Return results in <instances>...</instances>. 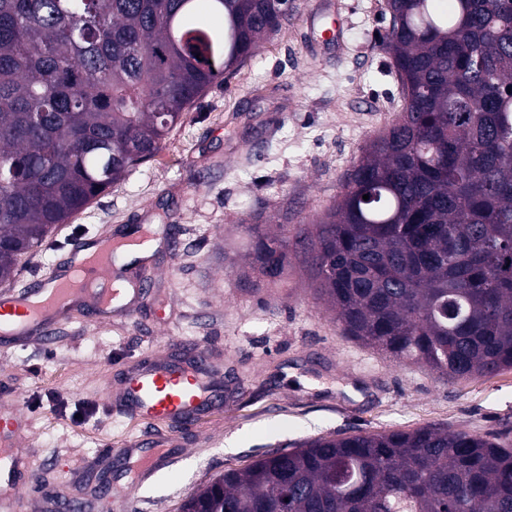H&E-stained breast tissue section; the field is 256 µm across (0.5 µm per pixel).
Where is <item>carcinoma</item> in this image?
Segmentation results:
<instances>
[{"mask_svg": "<svg viewBox=\"0 0 512 512\" xmlns=\"http://www.w3.org/2000/svg\"><path fill=\"white\" fill-rule=\"evenodd\" d=\"M287 17L279 0H0V283ZM390 20L403 110L296 237L346 335L448 383L493 377L512 369V0H392ZM247 230L251 266L281 276L288 230ZM180 509L512 512V445L436 425L318 437Z\"/></svg>", "mask_w": 512, "mask_h": 512, "instance_id": "obj_1", "label": "carcinoma"}]
</instances>
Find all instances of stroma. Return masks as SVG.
<instances>
[{"label":"stroma","mask_w":512,"mask_h":512,"mask_svg":"<svg viewBox=\"0 0 512 512\" xmlns=\"http://www.w3.org/2000/svg\"><path fill=\"white\" fill-rule=\"evenodd\" d=\"M295 9L256 54L183 114L160 153L54 229L27 254L8 289L60 266L71 237H138L158 246L116 258L132 287L152 269L148 297L131 314L99 317L77 305L51 341L0 352V394L28 421L18 440L36 472L30 512H180L181 503L229 469L310 438L439 424L512 437V370L447 383L347 337L317 299L296 243L269 280L245 274L246 222L295 227L342 193L366 142L403 99L379 36L386 0H293ZM343 3V41L322 37ZM204 350L222 387L213 413L179 432L110 413L108 383L146 358ZM82 419H73L76 407ZM163 444L167 464L136 478V459L108 460L132 442Z\"/></svg>","instance_id":"1"}]
</instances>
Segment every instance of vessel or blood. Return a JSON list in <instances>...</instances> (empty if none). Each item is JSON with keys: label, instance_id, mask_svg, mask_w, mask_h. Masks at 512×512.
Instances as JSON below:
<instances>
[{"label": "vessel or blood", "instance_id": "1", "mask_svg": "<svg viewBox=\"0 0 512 512\" xmlns=\"http://www.w3.org/2000/svg\"><path fill=\"white\" fill-rule=\"evenodd\" d=\"M112 275V241L108 238L87 244L73 241L66 263L51 278H43L17 294L1 299L8 308L12 325L6 329L12 344L26 342L32 330L50 336L65 311L73 304L93 302L112 312L117 290L99 288V281ZM205 353L192 349L187 363L156 361L127 371L116 412L145 420L163 421L181 428L217 402L216 390L206 373ZM22 433L21 421L0 424V445L8 447L14 466L13 491L0 495V512H24V490L35 480L26 468L25 454L15 444Z\"/></svg>", "mask_w": 512, "mask_h": 512}]
</instances>
